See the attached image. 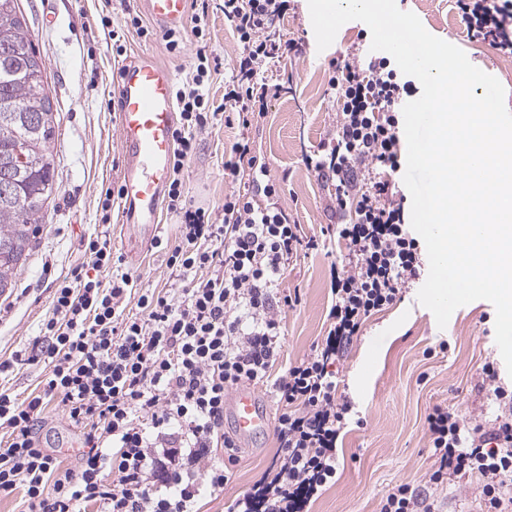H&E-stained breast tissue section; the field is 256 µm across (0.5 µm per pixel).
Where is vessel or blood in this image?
Here are the masks:
<instances>
[{
  "mask_svg": "<svg viewBox=\"0 0 512 512\" xmlns=\"http://www.w3.org/2000/svg\"><path fill=\"white\" fill-rule=\"evenodd\" d=\"M150 18L160 27L182 26L187 0H145ZM118 146L122 157L124 251L133 259L161 231L158 210L168 185L173 157L172 129L176 118L171 71L145 53L121 67L117 86ZM226 407L241 438L265 432L270 412L251 386L234 389Z\"/></svg>",
  "mask_w": 512,
  "mask_h": 512,
  "instance_id": "vessel-or-blood-1",
  "label": "vessel or blood"
}]
</instances>
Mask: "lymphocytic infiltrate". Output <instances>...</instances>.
Wrapping results in <instances>:
<instances>
[{"label":"lymphocytic infiltrate","instance_id":"1","mask_svg":"<svg viewBox=\"0 0 512 512\" xmlns=\"http://www.w3.org/2000/svg\"><path fill=\"white\" fill-rule=\"evenodd\" d=\"M475 40L490 41L512 58V0H456ZM287 0H224V25L239 48L224 82V110L212 111L211 55L197 46L175 90L180 122L167 209L179 219L166 265L176 285L134 290L120 270L122 255L108 240L89 241L86 263L56 287L43 341L27 356L0 362L48 366L41 390L17 399L0 390V493L24 487L26 512H194L202 488L226 486L238 458L224 431V399L240 385L264 387L279 411L278 450L270 476L255 482L228 512H301L336 478V448L352 407L337 394L334 364L366 320L396 302L421 276L419 242L408 230L401 171L402 105L416 93L386 57L346 54L332 65L336 98L331 138L306 159L318 178L336 186L337 239L348 261L332 266V305L321 345L279 377L271 370L282 351V311L295 298L279 292L286 266L320 246L271 203L274 184L249 136L231 147L224 172L238 182L221 213L192 207L183 177L200 136L217 119L250 128L281 85L267 67L296 52L278 25ZM112 273L104 283L103 273ZM135 313H128V304ZM494 382L500 413L483 428L442 405L427 417L439 487L452 476H478L483 512H512V392ZM56 403L84 434L87 449L66 467L40 443L42 413Z\"/></svg>","mask_w":512,"mask_h":512}]
</instances>
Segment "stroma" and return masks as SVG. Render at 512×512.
Listing matches in <instances>:
<instances>
[{
	"mask_svg": "<svg viewBox=\"0 0 512 512\" xmlns=\"http://www.w3.org/2000/svg\"><path fill=\"white\" fill-rule=\"evenodd\" d=\"M46 66L48 93L56 112L55 177L57 193L32 250L16 275L10 296H0V361L16 352L31 351L51 313L58 278L84 259L90 239L108 235L121 248L124 227L120 212L110 224L100 222L99 198L119 184L121 157L116 114L105 103L117 88L116 74L125 57L152 54L182 79L195 52L189 29H181V54L169 53L164 32L149 25L148 35L125 29L130 15H144L143 0H18ZM401 10L415 13L426 30L461 48L480 69L496 68L512 109V60L497 49L470 40L455 0H397ZM208 15L205 39L219 61V73L210 86L214 104L224 99V75L230 72L237 42L224 26L223 0H197ZM110 16L124 28L125 56L112 52V40L100 19ZM280 30L298 42L301 55L285 57L267 73L270 83L281 84L258 124L242 130L238 124L216 121L201 137V150L184 171L188 197L194 206L220 211L232 188L224 173V154L241 134H248L267 166V177L277 185L274 197L291 221L309 236L320 235L333 223L336 188L318 179L306 166L307 155L329 138L336 103L329 87L331 64L347 51L369 54L370 40L359 39V25L350 21L338 31L333 44L318 50L307 0H291ZM340 249L336 243L299 254L288 265L282 286L299 292L297 306L285 308L282 354L273 367L281 375L306 356L326 334L332 305L330 266ZM138 288L172 285L163 250L151 248L137 261L125 262ZM372 372H364L366 362ZM498 370L495 385L482 381L485 363ZM338 388L353 406L351 419L337 448V476L313 499L309 512H378L382 496L394 485L423 486L434 464L428 446L426 417L434 406L448 407L460 417L484 426L494 423L499 408L494 386L512 389L504 361L495 343V308L477 300L457 309L446 328H438L432 313L418 301V291L406 289L385 311L372 315L359 336L336 365ZM41 436L52 454L68 466L76 465L82 432L73 428L55 405L44 411ZM277 451L273 432L242 442L234 477L222 492L203 491L198 512H226L234 499L247 491L269 466ZM439 512H481V482L474 476L449 477L446 486L431 490Z\"/></svg>",
	"mask_w": 512,
	"mask_h": 512,
	"instance_id": "obj_1",
	"label": "stroma"
}]
</instances>
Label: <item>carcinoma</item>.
Masks as SVG:
<instances>
[{"mask_svg": "<svg viewBox=\"0 0 512 512\" xmlns=\"http://www.w3.org/2000/svg\"><path fill=\"white\" fill-rule=\"evenodd\" d=\"M44 72L18 0H0V296L14 288L57 191Z\"/></svg>", "mask_w": 512, "mask_h": 512, "instance_id": "1", "label": "carcinoma"}]
</instances>
